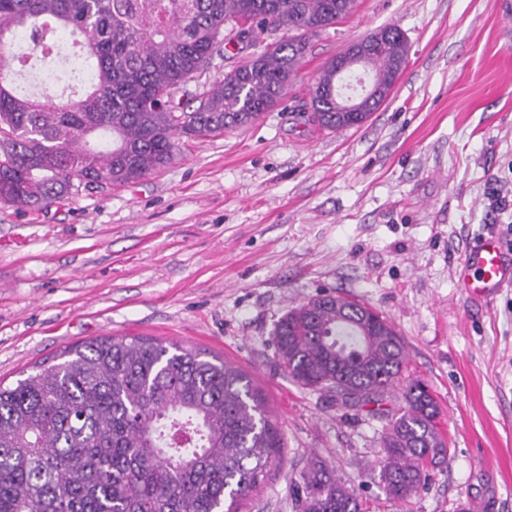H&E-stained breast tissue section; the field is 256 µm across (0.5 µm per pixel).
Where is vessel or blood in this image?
Here are the masks:
<instances>
[{
  "mask_svg": "<svg viewBox=\"0 0 512 512\" xmlns=\"http://www.w3.org/2000/svg\"><path fill=\"white\" fill-rule=\"evenodd\" d=\"M463 288L483 300L512 287V251L494 236L479 239L458 271Z\"/></svg>",
  "mask_w": 512,
  "mask_h": 512,
  "instance_id": "vessel-or-blood-1",
  "label": "vessel or blood"
}]
</instances>
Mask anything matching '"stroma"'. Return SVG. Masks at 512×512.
<instances>
[{
  "instance_id": "35a3bbf8",
  "label": "stroma",
  "mask_w": 512,
  "mask_h": 512,
  "mask_svg": "<svg viewBox=\"0 0 512 512\" xmlns=\"http://www.w3.org/2000/svg\"><path fill=\"white\" fill-rule=\"evenodd\" d=\"M408 57L358 128L313 122L322 67L380 28ZM254 34L188 83L200 96L261 53ZM494 233L512 247V18L503 0H356L309 39L295 80L253 124L181 138L125 186L38 211L0 203V384L64 348L144 336L234 362L285 448L242 512H299L313 458L366 512H512V288L474 301L456 270ZM343 294L382 312L441 411L448 462L402 508L379 479L383 424L284 371L273 330L293 306Z\"/></svg>"
}]
</instances>
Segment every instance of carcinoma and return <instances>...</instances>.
<instances>
[{
	"instance_id": "1",
	"label": "carcinoma",
	"mask_w": 512,
	"mask_h": 512,
	"mask_svg": "<svg viewBox=\"0 0 512 512\" xmlns=\"http://www.w3.org/2000/svg\"><path fill=\"white\" fill-rule=\"evenodd\" d=\"M355 0H0V68L17 72L23 31L53 52L80 37L93 76L76 97L33 99L0 83V203L48 209L94 185L142 180L168 166L182 136L207 138L258 120L296 76L309 37ZM286 35L224 74L201 99L188 82L210 59L256 31ZM363 66L393 87L406 66L396 27L367 36ZM336 62L309 109L327 130L359 127L332 95ZM95 135L100 148L87 147ZM273 340L301 388L385 420L380 478L402 504L426 489L450 448L439 405L404 374L407 352L380 312L340 295L289 309ZM61 361L0 385V512H239L279 461L283 437L250 378L233 363L148 337L71 346ZM301 512H365L362 500L315 459L300 475Z\"/></svg>"
}]
</instances>
